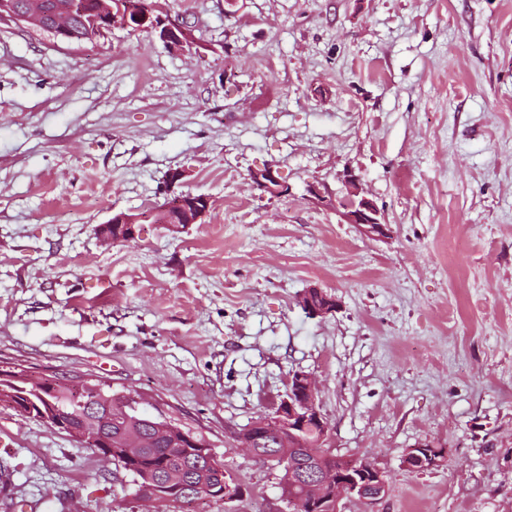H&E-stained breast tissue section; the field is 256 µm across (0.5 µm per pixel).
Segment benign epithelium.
<instances>
[{
	"label": "benign epithelium",
	"mask_w": 512,
	"mask_h": 512,
	"mask_svg": "<svg viewBox=\"0 0 512 512\" xmlns=\"http://www.w3.org/2000/svg\"><path fill=\"white\" fill-rule=\"evenodd\" d=\"M87 15L93 25L89 35L93 38L114 28L161 30L159 37L170 46H181L189 39L186 23H175L162 17V10L146 0H93L87 6L86 0L69 2L50 7L46 0H0V21L29 24L44 27L53 32V38L69 43L70 21L74 16ZM253 187L271 195L288 192L272 169L255 170L250 175ZM346 193L332 201L323 195L314 184L308 186L310 196L321 203H336V211L348 224H354L369 237H385L389 225L382 222L380 213L372 200L361 195L357 180L350 176L345 180ZM209 199L202 196L180 195L172 204L163 208L160 223L173 228L199 224L209 211ZM100 237L112 243L126 242L137 238V220L123 213L112 217L98 229ZM299 305L312 317H325L335 312L339 303L318 287H310L299 296ZM99 425L89 431L84 419L77 423L60 420L50 412H40L37 419L60 428L80 442L98 438L106 446L96 449L99 456L109 460L128 473H136L129 461L142 448V441L131 435L112 434V427L118 425L119 417L112 416V408L96 412ZM156 438L169 442L173 448L200 447L193 434L171 422L156 417ZM328 436V423L318 403V386L308 374L294 372L288 377L286 396L276 404L272 413L250 423L233 433L232 439L242 447L250 449V455L260 461H277L279 454L264 453L260 450L267 439L284 443L285 447L301 454L300 467L290 471V486L284 488L281 500L288 503L289 510L303 505L309 512H341V501L357 498L367 504L383 499L387 492L385 472L372 462H348L337 460L324 448ZM445 451L432 443H419L410 448L404 463L410 470L423 472L441 465ZM307 486L309 495L301 500L293 495L294 487ZM151 498L165 502H178L193 495L192 486L182 482L172 487V482L160 475L143 486ZM245 488L240 479L230 470H224V490L219 495L224 502L241 499Z\"/></svg>",
	"instance_id": "benign-epithelium-1"
}]
</instances>
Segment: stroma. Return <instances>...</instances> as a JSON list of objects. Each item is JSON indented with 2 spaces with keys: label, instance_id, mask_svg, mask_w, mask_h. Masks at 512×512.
<instances>
[{
  "label": "stroma",
  "instance_id": "obj_1",
  "mask_svg": "<svg viewBox=\"0 0 512 512\" xmlns=\"http://www.w3.org/2000/svg\"><path fill=\"white\" fill-rule=\"evenodd\" d=\"M224 2L161 0L181 47L0 23V370L105 383L202 435L245 494L145 502L0 404V512H274L280 467L231 435L294 372L328 448L386 475L342 512H512V0ZM267 166L288 195L253 188ZM349 176L389 235L307 192ZM186 191L202 223H156ZM120 212L137 238L102 243ZM311 286L335 313L303 311ZM424 442L444 463L407 469Z\"/></svg>",
  "mask_w": 512,
  "mask_h": 512
}]
</instances>
